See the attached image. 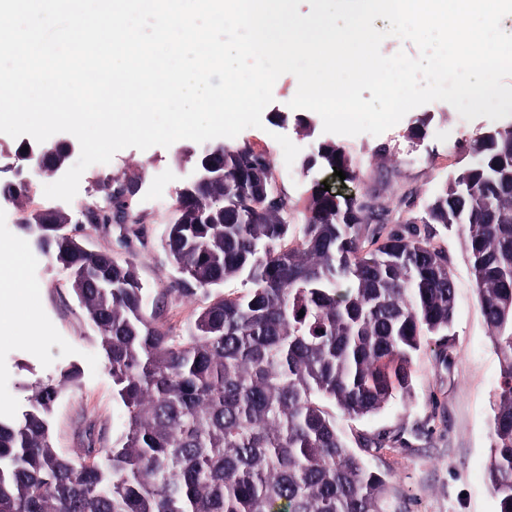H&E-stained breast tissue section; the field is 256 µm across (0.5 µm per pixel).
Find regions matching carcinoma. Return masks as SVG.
Returning <instances> with one entry per match:
<instances>
[{"instance_id":"carcinoma-1","label":"carcinoma","mask_w":512,"mask_h":512,"mask_svg":"<svg viewBox=\"0 0 512 512\" xmlns=\"http://www.w3.org/2000/svg\"><path fill=\"white\" fill-rule=\"evenodd\" d=\"M31 145L65 167L68 146ZM459 167L402 230L382 233L375 194L311 187L302 234L293 235L267 155L248 143L204 157L224 170L210 190L177 195L164 248L185 296L210 295L188 334L162 322L136 263L88 250L56 209L25 213L19 229L70 274L97 333L122 431L110 448L74 458L55 448L54 406L75 367L24 386V404L0 416V512H385V480L348 446L336 416L376 414L409 393L425 337H448L455 285L437 229L461 233L488 334L505 365L496 391L487 465L499 512H512V124L459 146ZM359 171L343 147L306 163ZM138 178H105L109 212L140 223L127 194ZM426 227L417 232V225ZM304 315H298L299 311Z\"/></svg>"}]
</instances>
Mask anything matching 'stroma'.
Wrapping results in <instances>:
<instances>
[{
    "label": "stroma",
    "instance_id": "obj_1",
    "mask_svg": "<svg viewBox=\"0 0 512 512\" xmlns=\"http://www.w3.org/2000/svg\"><path fill=\"white\" fill-rule=\"evenodd\" d=\"M297 86L294 75L280 76L274 84V100L263 112L262 128L245 129L237 137L268 155L297 227L304 221L312 182H336L330 172L303 167L320 143L345 147L361 171L352 191L379 195L395 219L417 214L455 169L459 142L490 124L484 117L465 120L450 104L435 101L411 110L378 136L327 133L318 114L289 108ZM415 128L420 129V138H411ZM280 134L300 149L293 164L284 160L276 141ZM179 151L176 144L144 151L122 149L106 167L87 168L77 193L86 201L99 178L140 173L135 208L143 223L95 224L86 218L78 233L89 250L135 258L151 296L164 299V319L176 334L184 333L192 314L205 302L201 295L179 296L175 290L179 274L162 245L184 182ZM22 217L21 209L0 201V243L20 247L25 283L36 292L35 304L21 315L12 338L0 339V410L22 404L21 383L74 366L80 376L56 404L54 444L71 456L88 447H111L121 431V411L96 333L71 289L68 271L50 262L19 231ZM436 243L448 256L456 287L449 341L434 336L424 341L411 365L410 396L396 398L377 414L342 418L338 424L347 446L385 479L388 512H497L486 463L502 358L486 332L461 236L443 230Z\"/></svg>",
    "mask_w": 512,
    "mask_h": 512
}]
</instances>
